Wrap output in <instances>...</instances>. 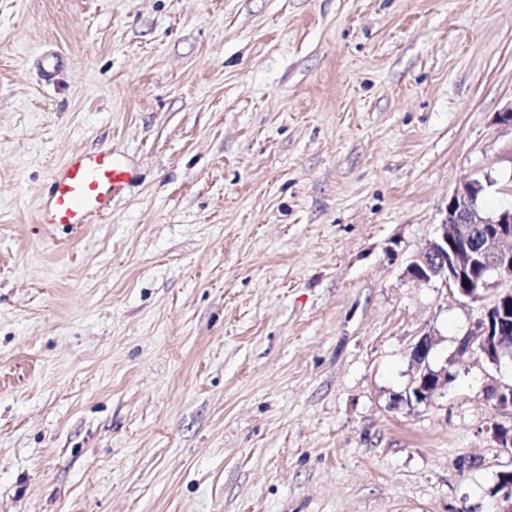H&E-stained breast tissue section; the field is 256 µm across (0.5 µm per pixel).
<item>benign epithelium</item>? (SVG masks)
I'll return each instance as SVG.
<instances>
[{"label": "benign epithelium", "instance_id": "obj_1", "mask_svg": "<svg viewBox=\"0 0 512 512\" xmlns=\"http://www.w3.org/2000/svg\"><path fill=\"white\" fill-rule=\"evenodd\" d=\"M493 180L468 178L453 190L443 213L438 236L417 254L407 267V275L418 283L438 281L445 288L472 301L478 290L491 277L512 282V248L505 243L512 241V212L505 210L492 218L477 206V198ZM494 225V230L483 235L480 248L472 246V235L478 226ZM512 309V289L498 294L493 304L484 310L467 335L485 361L496 366L505 354L512 353V320L507 317ZM435 345L430 334L423 335L413 346L410 360L416 368L415 375L405 389L404 400L428 403L448 385V371L441 368L429 371L421 360ZM493 391L492 406L500 411L512 412V385L490 379Z\"/></svg>", "mask_w": 512, "mask_h": 512}]
</instances>
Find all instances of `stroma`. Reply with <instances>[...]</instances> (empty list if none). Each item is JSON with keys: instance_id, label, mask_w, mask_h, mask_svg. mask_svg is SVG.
<instances>
[{"instance_id": "stroma-1", "label": "stroma", "mask_w": 512, "mask_h": 512, "mask_svg": "<svg viewBox=\"0 0 512 512\" xmlns=\"http://www.w3.org/2000/svg\"><path fill=\"white\" fill-rule=\"evenodd\" d=\"M510 110L512 0H0V512H496L512 357L456 346L508 284L406 268L512 203ZM101 147L111 214L38 224ZM432 334L423 335L418 342L413 346L410 353V360L416 368L415 375L407 385L405 392L401 393L404 401L409 402V406H413V394H417L419 397V403H428L432 398L442 389L447 387L448 382L451 379V374H448L447 369L443 367L435 372L429 371L425 362L427 360V353H430L431 349L435 345V339ZM425 358V360H424ZM423 360V364L420 361ZM435 378H438L436 381ZM428 381L431 382V388L426 390ZM406 394V396H405Z\"/></svg>"}]
</instances>
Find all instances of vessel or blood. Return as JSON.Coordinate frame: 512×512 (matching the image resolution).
Listing matches in <instances>:
<instances>
[{"mask_svg":"<svg viewBox=\"0 0 512 512\" xmlns=\"http://www.w3.org/2000/svg\"><path fill=\"white\" fill-rule=\"evenodd\" d=\"M137 177L122 155L105 149L72 155L51 177V190L38 213L52 227L87 224L108 215L113 199Z\"/></svg>","mask_w":512,"mask_h":512,"instance_id":"b4317fda","label":"vessel or blood"}]
</instances>
